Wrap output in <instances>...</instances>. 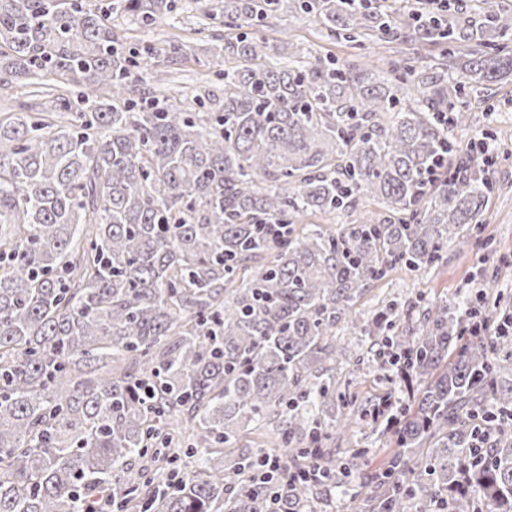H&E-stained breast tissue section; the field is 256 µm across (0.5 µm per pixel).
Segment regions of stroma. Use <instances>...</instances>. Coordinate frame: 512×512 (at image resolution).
I'll use <instances>...</instances> for the list:
<instances>
[{
	"label": "stroma",
	"mask_w": 512,
	"mask_h": 512,
	"mask_svg": "<svg viewBox=\"0 0 512 512\" xmlns=\"http://www.w3.org/2000/svg\"><path fill=\"white\" fill-rule=\"evenodd\" d=\"M250 32L272 42L281 38L290 39L302 48L306 60L310 62L331 60L341 66L356 55L355 49L350 48L345 40L321 36L310 16L289 9L270 15L252 26ZM213 34L234 37L238 31L225 26L223 16H216L201 24L194 13L183 12L171 26L126 25L120 32L129 50L171 43L195 49ZM458 104L469 110L473 122L466 128L449 129L451 141L465 144L483 132L487 134V143L495 154L512 151V76L491 84L486 91L464 89ZM485 175L500 189L484 217L486 232L494 239L495 256L502 261L494 288L512 303V161H499L486 167ZM484 265L481 250L462 252L456 247H448L445 260L435 268L419 273L399 269L390 272L357 299L354 309L362 321L368 322L377 314L387 311L393 300L412 301L421 307L442 297H454L467 291L470 284L479 282ZM336 339L353 352L349 362L336 368L337 386H349L370 405L386 399L395 386L389 382L386 371L379 368L378 347L373 337L354 334L340 325L336 328ZM393 449V443L381 427L366 417L351 425L347 439L337 449L333 459L336 466L341 467L352 454L357 453L361 456L364 470H373L382 465ZM366 496L361 472H356L344 486L320 500L316 512H366Z\"/></svg>",
	"instance_id": "35a3bbf8"
}]
</instances>
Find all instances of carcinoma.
Wrapping results in <instances>:
<instances>
[{
  "instance_id": "1",
  "label": "carcinoma",
  "mask_w": 512,
  "mask_h": 512,
  "mask_svg": "<svg viewBox=\"0 0 512 512\" xmlns=\"http://www.w3.org/2000/svg\"><path fill=\"white\" fill-rule=\"evenodd\" d=\"M227 26L285 0H193ZM320 33L434 47L416 67L308 63L289 40L219 38L199 56L224 95L159 92L186 52H125L113 21L153 26L178 0H0V512H311L336 487V435L364 407L341 395L336 325L373 336L421 388L395 403V452L366 475L367 512H512V336H466L512 306L460 293L365 325L354 302L389 272L421 271L478 238L493 187L448 140L470 113L448 70L483 87L512 75V16L431 17L407 0H293ZM142 68L137 84L127 83ZM367 201L377 223L338 234L309 215ZM266 452L233 460L241 432ZM323 476L299 478L314 465Z\"/></svg>"
}]
</instances>
